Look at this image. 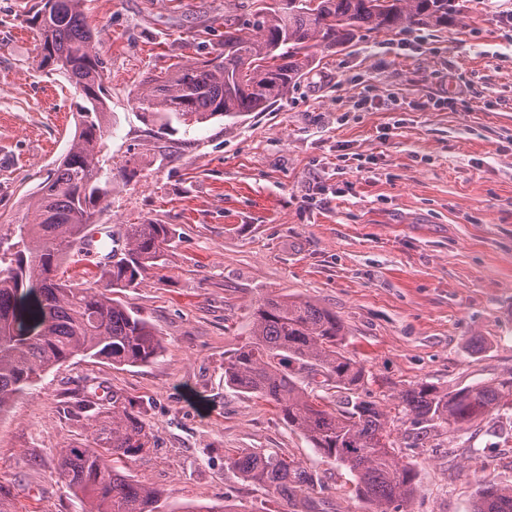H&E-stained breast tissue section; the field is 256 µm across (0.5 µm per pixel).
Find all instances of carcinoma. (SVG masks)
<instances>
[{
    "label": "carcinoma",
    "mask_w": 512,
    "mask_h": 512,
    "mask_svg": "<svg viewBox=\"0 0 512 512\" xmlns=\"http://www.w3.org/2000/svg\"><path fill=\"white\" fill-rule=\"evenodd\" d=\"M262 15L243 34L224 19V44L194 63L145 81L134 101L157 133L172 123L190 127L224 116L265 112L315 68L317 53L349 43L363 28L408 31L446 28L455 0H262ZM39 55L83 101L75 133L16 222L17 250L0 253V413L44 373L76 357L119 366L152 362L162 345L153 326L112 298V289L138 284L165 265L163 224H128L124 256L101 265V279L83 286L58 277L74 260L87 225L112 194L99 165L105 132V67L83 13V0H45L32 16ZM347 332L336 313L307 298H266L253 309L250 341L224 361V381L274 404L288 427L324 458L348 469L371 512H401L417 492L416 473L396 458L387 414L364 391L368 375L346 355ZM320 374L345 395L328 410L322 398L285 370V363ZM512 396V376L444 392L415 382L392 398L411 424H473ZM80 398L67 407L98 422L100 448H63L57 469L65 486L86 501L85 512H158L161 492L131 479L114 462L154 446L141 412L112 393V414ZM224 464L259 483L300 512H314L315 474L272 452L243 451ZM471 512H512V486L481 483Z\"/></svg>",
    "instance_id": "obj_1"
}]
</instances>
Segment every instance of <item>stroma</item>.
<instances>
[{"label":"stroma","instance_id":"obj_1","mask_svg":"<svg viewBox=\"0 0 512 512\" xmlns=\"http://www.w3.org/2000/svg\"><path fill=\"white\" fill-rule=\"evenodd\" d=\"M253 0H84L99 33L111 113L99 155L114 174L97 217L170 231L164 266L113 296L157 329L145 366L74 358L0 414V487L9 512H84L56 454L96 445L94 421L63 403L117 392L156 446L128 460L163 493L162 512L232 505L287 512L224 465L265 449L302 462L330 512H369L346 469L322 458L277 409L229 388L224 361L248 342L259 299H312L336 312L345 349L394 421L395 452L416 472L412 512H470L482 478L512 485V411L433 425L418 447L393 390L443 391L512 373V0H457L447 29L361 30L265 112L155 134L134 105L146 79L247 26ZM41 0H0V231L75 132L78 97L38 67Z\"/></svg>","mask_w":512,"mask_h":512}]
</instances>
